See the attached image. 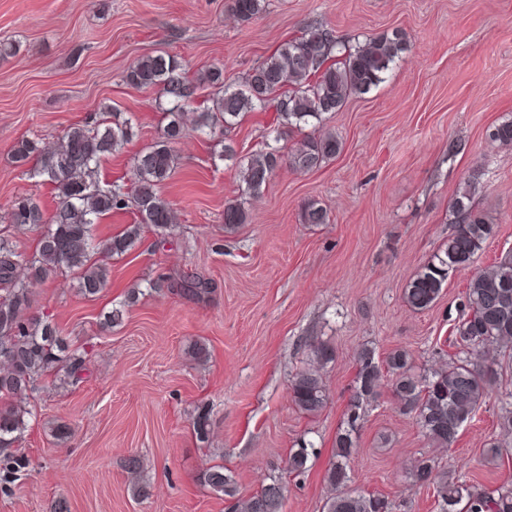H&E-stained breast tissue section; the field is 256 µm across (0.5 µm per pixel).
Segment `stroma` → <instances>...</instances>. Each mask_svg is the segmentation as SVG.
Returning <instances> with one entry per match:
<instances>
[{"label": "stroma", "instance_id": "stroma-1", "mask_svg": "<svg viewBox=\"0 0 512 512\" xmlns=\"http://www.w3.org/2000/svg\"><path fill=\"white\" fill-rule=\"evenodd\" d=\"M228 0H0V40L14 56L0 60V233L34 249L36 231L10 221L16 197L45 211L59 202L34 165L18 166L21 138L53 142L67 128L109 106L133 119L131 143L102 163L99 178L125 181L131 157L161 134L157 93L124 80L140 56L175 55L190 78L219 66L240 85L285 39L311 26L349 46L402 30L407 49L383 83L354 96L324 126L342 143L335 158L307 173L281 165L261 196L248 201L247 223L228 229L224 207L241 196L238 161L224 144L196 131L176 146L178 165L162 187L178 218L172 238L142 228L135 246L109 257V285L87 299L71 274L33 283L31 312L64 329L85 351L78 384L49 383L29 399L35 416L21 441L30 474L0 512H224L199 482L221 464L240 494L260 488L269 463H282L299 441L315 449L306 472L284 474L282 512H322L324 472L353 391L361 345L380 356L409 352L416 365L437 351L465 311V292L480 269L512 251V145L487 130L512 119V0H267L241 23ZM275 112H251L232 129L240 158L275 139ZM496 232L470 266L450 273L427 311L403 301L406 285L455 230L450 205L467 180ZM328 210L326 224L302 223L305 202ZM200 276L213 284L200 300L175 294L160 277ZM141 289L121 325L103 322ZM325 342L329 393L315 415L299 411L290 383L313 343ZM206 344L207 362L186 351ZM212 409L208 443L190 426L197 406ZM501 403L487 397L460 429L441 466L480 486L512 478V459L484 460L498 437ZM65 424L68 437L56 428ZM432 447L392 394L384 376L350 461L351 486L380 493L395 512H439L431 489L410 485L414 458ZM139 455L146 488L134 497L123 463Z\"/></svg>", "mask_w": 512, "mask_h": 512}]
</instances>
